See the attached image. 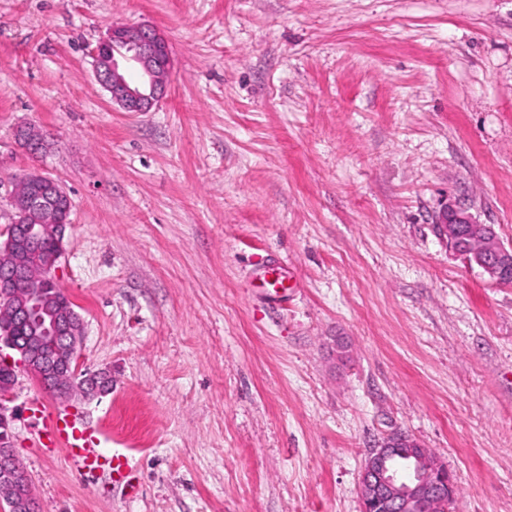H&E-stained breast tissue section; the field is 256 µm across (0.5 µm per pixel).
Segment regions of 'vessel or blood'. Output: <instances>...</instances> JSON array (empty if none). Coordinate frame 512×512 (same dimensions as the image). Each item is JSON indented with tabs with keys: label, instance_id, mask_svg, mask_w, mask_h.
<instances>
[{
	"label": "vessel or blood",
	"instance_id": "obj_1",
	"mask_svg": "<svg viewBox=\"0 0 512 512\" xmlns=\"http://www.w3.org/2000/svg\"><path fill=\"white\" fill-rule=\"evenodd\" d=\"M260 277L263 287L280 294L288 277L287 262L268 260ZM43 429L48 440L63 449L68 462L81 476L105 475L113 485L131 488L136 467L133 455L122 448L105 447L101 432L78 420L66 407H54Z\"/></svg>",
	"mask_w": 512,
	"mask_h": 512
}]
</instances>
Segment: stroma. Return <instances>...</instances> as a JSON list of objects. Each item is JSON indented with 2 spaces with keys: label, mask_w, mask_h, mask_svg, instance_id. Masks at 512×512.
I'll list each match as a JSON object with an SVG mask.
<instances>
[{
  "label": "stroma",
  "mask_w": 512,
  "mask_h": 512,
  "mask_svg": "<svg viewBox=\"0 0 512 512\" xmlns=\"http://www.w3.org/2000/svg\"><path fill=\"white\" fill-rule=\"evenodd\" d=\"M121 24L168 41L153 111L94 77ZM33 169L72 201L78 365L112 375L63 401L17 370L41 512H361L395 431L447 465L454 512H512V286L434 226L455 202L512 244V0H0V228ZM268 255L295 276L277 304ZM60 404L131 450L136 494L40 438ZM16 140L32 156L43 153L49 146L47 135L35 126H21L16 130Z\"/></svg>",
  "instance_id": "1"
}]
</instances>
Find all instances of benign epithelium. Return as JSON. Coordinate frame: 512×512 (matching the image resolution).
Listing matches in <instances>:
<instances>
[{
    "mask_svg": "<svg viewBox=\"0 0 512 512\" xmlns=\"http://www.w3.org/2000/svg\"><path fill=\"white\" fill-rule=\"evenodd\" d=\"M112 45L105 53L93 55L97 81L112 104L124 112H150L158 106L167 91V80L159 71L171 72V54L161 55L167 45L165 36L146 25L113 26L100 42ZM131 56L140 65L148 81L142 85L129 83L120 71L118 58ZM16 140L32 156L49 146L47 135L35 126H21ZM40 190L27 196L24 208L14 209L10 224L0 234V254L9 263L0 266V309H7L18 326L29 330L27 336H15L9 330L0 332V349L18 355L16 364L47 389L58 390L67 382L66 396L76 392L86 397L106 392L111 379L104 372L78 369V345L83 335V320L74 307L51 308L42 296L44 283L31 274L23 256L46 232L56 240L53 253L44 257L42 267L54 274L63 256L65 224H40L47 211L71 209L72 201L64 186L56 179L33 171L25 175ZM440 237L448 248L471 268H478L489 283L498 284L512 273V245L505 246L494 228L483 224L466 209L448 204L436 220ZM479 237L482 253H468L463 247L462 228ZM0 487L9 512H37L28 472L15 454L8 433H0ZM455 480L448 466L412 437L394 432L379 443L366 458L358 484L362 512H441L454 498Z\"/></svg>",
    "mask_w": 512,
    "mask_h": 512,
    "instance_id": "obj_1",
    "label": "benign epithelium"
}]
</instances>
